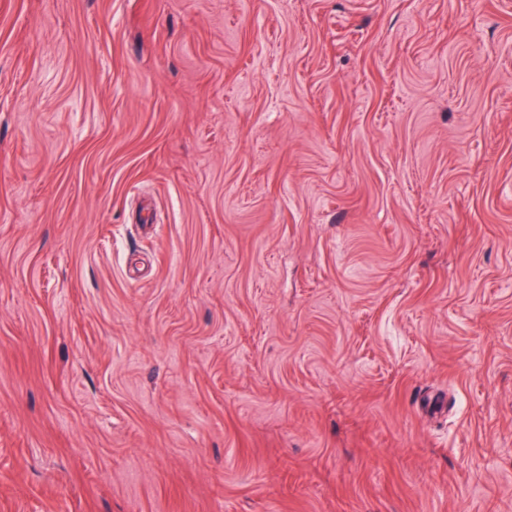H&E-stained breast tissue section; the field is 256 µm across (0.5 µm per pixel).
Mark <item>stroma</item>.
<instances>
[{"label": "stroma", "mask_w": 512, "mask_h": 512, "mask_svg": "<svg viewBox=\"0 0 512 512\" xmlns=\"http://www.w3.org/2000/svg\"><path fill=\"white\" fill-rule=\"evenodd\" d=\"M0 512H512V0H0Z\"/></svg>", "instance_id": "35a3bbf8"}]
</instances>
